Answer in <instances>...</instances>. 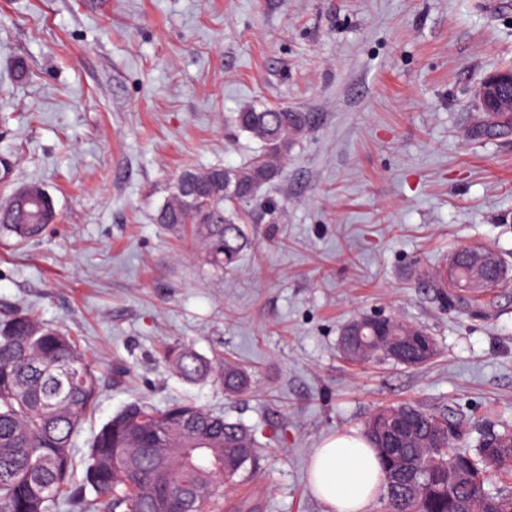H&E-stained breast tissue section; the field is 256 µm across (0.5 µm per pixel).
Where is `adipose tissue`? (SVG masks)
Wrapping results in <instances>:
<instances>
[{
  "label": "adipose tissue",
  "mask_w": 512,
  "mask_h": 512,
  "mask_svg": "<svg viewBox=\"0 0 512 512\" xmlns=\"http://www.w3.org/2000/svg\"><path fill=\"white\" fill-rule=\"evenodd\" d=\"M309 482L330 512H369L384 489L378 457L359 433H339L312 452Z\"/></svg>",
  "instance_id": "ef3b65f1"
}]
</instances>
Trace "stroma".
<instances>
[{
  "instance_id": "1",
  "label": "stroma",
  "mask_w": 512,
  "mask_h": 512,
  "mask_svg": "<svg viewBox=\"0 0 512 512\" xmlns=\"http://www.w3.org/2000/svg\"><path fill=\"white\" fill-rule=\"evenodd\" d=\"M512 63V0H0V205L59 218L0 232V303L74 336L101 378L75 443L128 402L191 400L254 434L224 512H328L310 456L381 407L453 411L468 443L512 427V287L445 310L430 277L463 245L512 270V133L478 136L477 90ZM248 106L306 113L281 177L238 203L249 238L211 266L157 214L185 169L242 167ZM427 329L430 362L352 361L354 318ZM189 344L248 373L229 396L158 361ZM17 206V211L10 221L0 220V229L8 231L21 242L35 239L43 234L50 224L33 215L35 213H26L27 207L23 203H18Z\"/></svg>"
}]
</instances>
